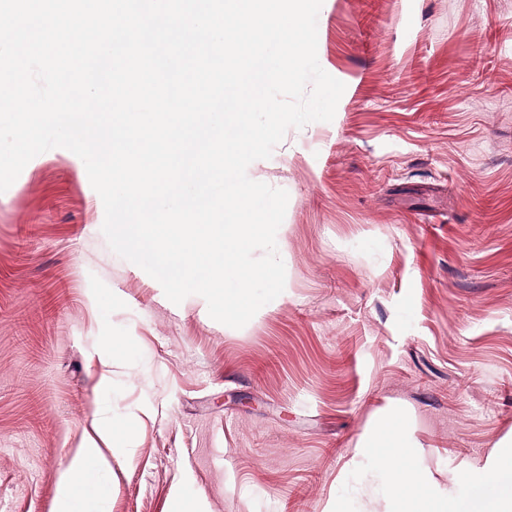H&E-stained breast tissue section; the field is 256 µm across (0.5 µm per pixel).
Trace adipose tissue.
I'll return each instance as SVG.
<instances>
[{
  "label": "adipose tissue",
  "mask_w": 512,
  "mask_h": 512,
  "mask_svg": "<svg viewBox=\"0 0 512 512\" xmlns=\"http://www.w3.org/2000/svg\"><path fill=\"white\" fill-rule=\"evenodd\" d=\"M111 434V419L100 415L94 434L85 437L78 450V463L70 465L62 473L54 512H100L99 507L107 491L93 481L92 472L111 470L113 462L130 457L126 448H115L108 454L103 452L101 443Z\"/></svg>",
  "instance_id": "ef3b65f1"
}]
</instances>
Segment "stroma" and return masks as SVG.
Returning a JSON list of instances; mask_svg holds the SVG:
<instances>
[{"label": "stroma", "instance_id": "35a3bbf8", "mask_svg": "<svg viewBox=\"0 0 512 512\" xmlns=\"http://www.w3.org/2000/svg\"><path fill=\"white\" fill-rule=\"evenodd\" d=\"M317 32L345 91L247 169L289 201L243 328L110 248L69 150L0 193V512H53L102 412L104 512H332L394 406L443 484L512 439V0H323Z\"/></svg>", "mask_w": 512, "mask_h": 512}]
</instances>
